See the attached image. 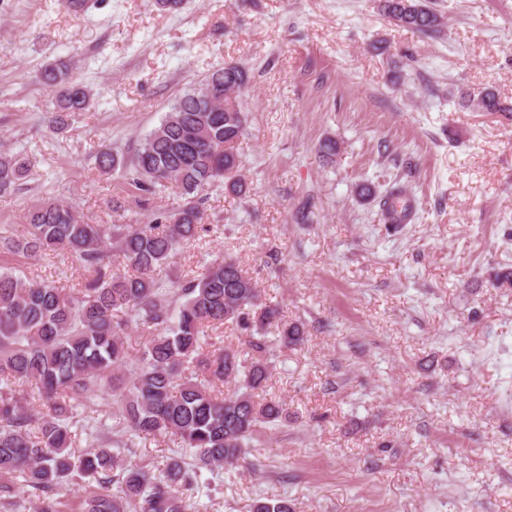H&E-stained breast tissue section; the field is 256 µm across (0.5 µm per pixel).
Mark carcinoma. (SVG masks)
<instances>
[{
	"mask_svg": "<svg viewBox=\"0 0 512 512\" xmlns=\"http://www.w3.org/2000/svg\"><path fill=\"white\" fill-rule=\"evenodd\" d=\"M380 11L399 25L435 33L441 17L425 0H379ZM71 64L44 67L41 81L58 89L46 129L62 128L71 114L91 105V95L70 76ZM244 70L228 64L172 105L160 125L138 145L129 175L146 194L176 184L186 204L167 224L117 227L112 237L85 222L62 201H42L29 210L19 233L0 234V252L22 257L70 253L93 276L76 295L56 285L0 270V500L15 494L19 475L38 492L36 512H60L59 489L68 477H88L96 487L81 512H185V491L202 470L258 463L249 458L261 429L288 417L285 403L259 398L272 363L268 336L284 347L303 343V331L282 321L257 283L230 256L213 261L178 289L170 306L159 273L177 247L205 231L197 201L210 186L224 183L245 191L236 175L235 144L245 129L238 92ZM462 103L479 112H512L486 89ZM96 162L106 174L122 164L103 145ZM31 162L22 151L0 152V195L14 192ZM387 224H407L416 208L399 185L378 201ZM115 241L132 272L112 270L107 242ZM149 324L139 363L129 368L124 335L130 323ZM235 323L250 332L243 355L229 347L209 349L207 329ZM234 389L224 391V385ZM112 392V418L120 436L97 431L91 451L74 457L69 421L93 389ZM170 434L193 449L188 464L178 455L155 471L125 461L137 441Z\"/></svg>",
	"mask_w": 512,
	"mask_h": 512,
	"instance_id": "carcinoma-1",
	"label": "carcinoma"
}]
</instances>
